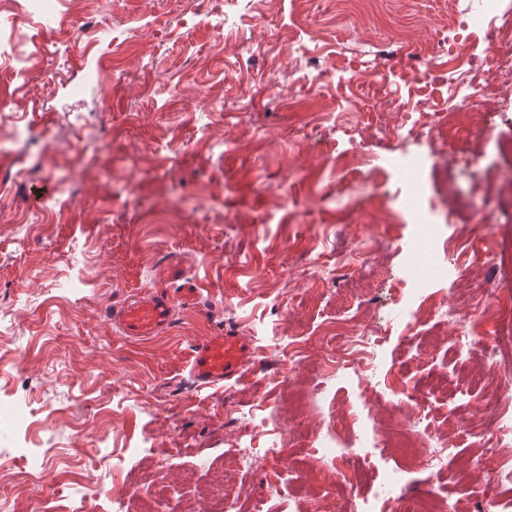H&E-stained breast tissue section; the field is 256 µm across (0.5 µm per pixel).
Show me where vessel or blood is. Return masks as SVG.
Returning a JSON list of instances; mask_svg holds the SVG:
<instances>
[{"instance_id":"1","label":"vessel or blood","mask_w":512,"mask_h":512,"mask_svg":"<svg viewBox=\"0 0 512 512\" xmlns=\"http://www.w3.org/2000/svg\"><path fill=\"white\" fill-rule=\"evenodd\" d=\"M178 262L171 261L156 270L153 290L136 295L113 306V324L122 334L136 341H146L170 329L177 307L193 305L195 290H173L180 279ZM252 361V350L245 337L215 333L206 337L190 363L189 374L198 386L210 387L241 375Z\"/></svg>"}]
</instances>
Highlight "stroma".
Listing matches in <instances>:
<instances>
[{"label": "stroma", "mask_w": 512, "mask_h": 512, "mask_svg": "<svg viewBox=\"0 0 512 512\" xmlns=\"http://www.w3.org/2000/svg\"><path fill=\"white\" fill-rule=\"evenodd\" d=\"M483 0H261L257 11L290 48L283 69L293 106L273 107L256 92L252 74L237 71L240 52L254 45L252 13L243 0L223 11L192 16L187 0H86L75 18L96 26L82 40L60 17L31 23L23 5L0 0L29 40L48 50L27 70L0 68V409L29 416L9 443L0 442V512H68L74 499L102 488L96 512H116L138 497L144 475L164 461L167 494L152 512H289L288 500L310 502L307 475L313 436L330 403L353 400L356 377L316 380L311 361L321 331L344 313L385 329L372 350L377 383L372 413L389 432L437 425L448 411L479 419L487 394L479 377L497 358L512 362V334L493 320L478 329L486 352H451L470 308L472 282L500 284L498 254L512 245V166L499 152L512 143V102L488 103L481 134L464 114L449 116L468 89L461 56L495 55L480 32L459 51L436 59L448 80L411 78L414 59L451 35L458 17ZM143 18L150 36L131 38L114 53L112 22ZM229 39L224 54L216 33ZM328 71L320 94L307 91L316 68ZM400 102L389 111L386 98ZM433 101L431 139L400 129L418 100ZM397 128L373 148L364 167L349 165L351 134ZM418 164V211L404 209L410 186L399 160ZM40 164L31 175L32 164ZM478 209V224L448 213L456 198ZM425 216L437 242L427 291L444 301L423 320L414 347L401 344L391 322H406L423 299L396 300L384 278H409L418 255L415 220ZM493 232H485V225ZM369 242L367 260L353 264L350 283L331 278L337 256ZM477 252L471 280L448 269L447 243ZM180 257L200 303L175 313L173 326L147 342L113 327L114 303L152 287L163 259ZM323 262L315 275L300 260ZM426 291V292H427ZM232 331L264 355L272 336L311 340L295 373L274 384L271 372L247 366L240 379L192 386L193 347L216 331ZM405 365L422 414L393 407L388 370ZM269 429L284 440L292 470L283 471L284 499L269 498L265 473L274 461L254 453L233 463L253 433V411L266 400ZM410 492L454 500L424 462L384 449ZM374 456L351 459L358 486H337L336 506L352 512L377 481ZM33 468V480L19 471ZM225 494L209 492L213 470ZM54 487L44 499L42 482Z\"/></svg>", "instance_id": "stroma-1"}]
</instances>
